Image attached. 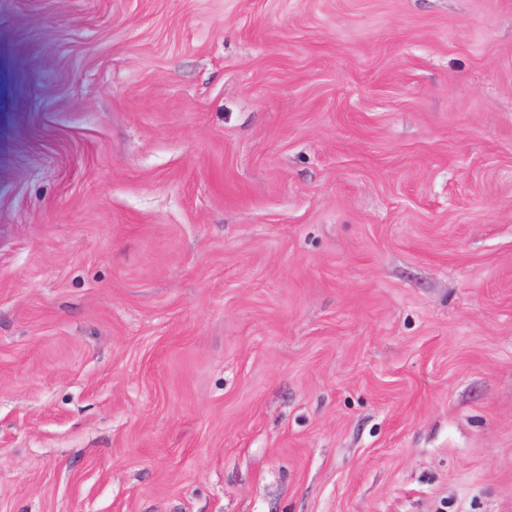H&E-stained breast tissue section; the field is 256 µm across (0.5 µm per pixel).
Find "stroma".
Here are the masks:
<instances>
[{"label":"stroma","mask_w":512,"mask_h":512,"mask_svg":"<svg viewBox=\"0 0 512 512\" xmlns=\"http://www.w3.org/2000/svg\"><path fill=\"white\" fill-rule=\"evenodd\" d=\"M0 512H512V0H0Z\"/></svg>","instance_id":"obj_1"}]
</instances>
